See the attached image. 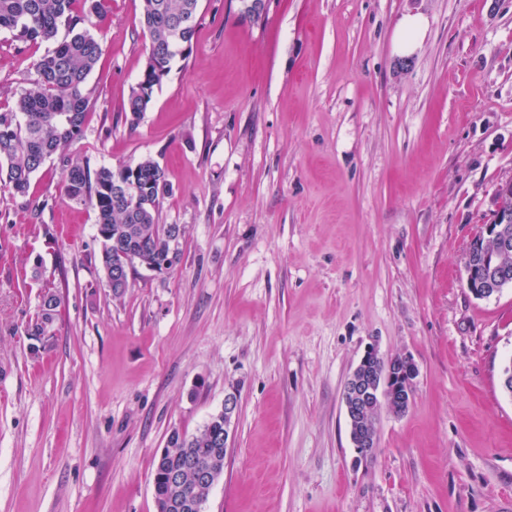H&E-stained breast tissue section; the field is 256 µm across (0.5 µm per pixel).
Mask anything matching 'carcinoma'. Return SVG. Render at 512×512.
Returning <instances> with one entry per match:
<instances>
[{"label":"carcinoma","instance_id":"carcinoma-1","mask_svg":"<svg viewBox=\"0 0 512 512\" xmlns=\"http://www.w3.org/2000/svg\"><path fill=\"white\" fill-rule=\"evenodd\" d=\"M142 21L150 39L149 58L141 79L124 106L130 122L137 123L153 92L166 77L176 57H186L195 33L199 0H141ZM102 26L108 18L107 0H0V31L8 30L25 44L48 43L36 63L38 79L19 97L16 109L0 112V185L14 195L28 192L32 176L54 154L67 149L81 134L93 97L87 79L102 52L99 39L85 28L89 18ZM65 36L59 37L60 30ZM136 182L138 199L129 204L112 202V186ZM66 199L91 205L97 215L102 240L101 263L113 296L128 288L129 275L112 271L120 255L138 257L139 265L151 270L171 269L180 250L170 236L176 227L158 223L161 200L170 192L165 169L151 157L117 169L70 165L63 177ZM60 298L43 294L34 335L45 333L54 321ZM224 412L212 415L196 433L177 431L158 456L153 473L157 512L167 504H180L178 512H198L210 487L200 483L190 469L180 479L170 480L181 459L192 457L199 465L212 464L224 470Z\"/></svg>","mask_w":512,"mask_h":512}]
</instances>
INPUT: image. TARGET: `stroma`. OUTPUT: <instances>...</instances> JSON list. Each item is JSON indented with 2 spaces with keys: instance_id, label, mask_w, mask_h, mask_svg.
<instances>
[{
  "instance_id": "35a3bbf8",
  "label": "stroma",
  "mask_w": 512,
  "mask_h": 512,
  "mask_svg": "<svg viewBox=\"0 0 512 512\" xmlns=\"http://www.w3.org/2000/svg\"><path fill=\"white\" fill-rule=\"evenodd\" d=\"M140 5L108 2L79 139L0 195V512H156L161 448L230 394L203 512H512V286L478 299L465 273L512 179V0H200L132 125ZM407 14L427 29L403 55ZM43 52L0 31V112ZM145 157L181 258L117 300L62 178ZM371 343L418 376L361 461L342 393ZM59 305L60 298L57 293L48 291L43 294L37 321L32 327L33 336H41L45 333L48 324L53 323Z\"/></svg>"
}]
</instances>
